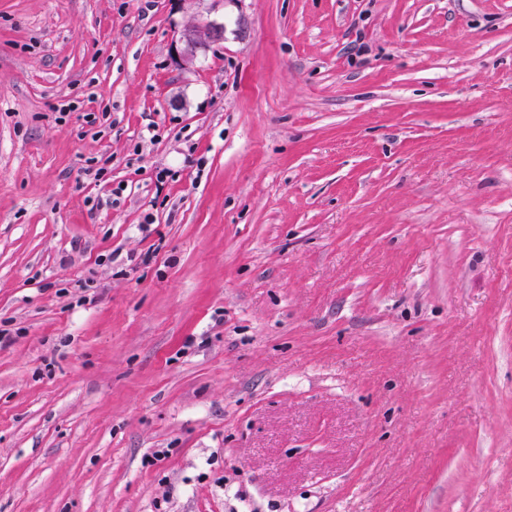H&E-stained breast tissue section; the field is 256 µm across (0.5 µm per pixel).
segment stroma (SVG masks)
<instances>
[{
  "mask_svg": "<svg viewBox=\"0 0 512 512\" xmlns=\"http://www.w3.org/2000/svg\"><path fill=\"white\" fill-rule=\"evenodd\" d=\"M0 322V512H512V0H0ZM184 38L187 46L192 50L222 40L224 27L216 23L194 25L185 32Z\"/></svg>",
  "mask_w": 512,
  "mask_h": 512,
  "instance_id": "35a3bbf8",
  "label": "stroma"
}]
</instances>
